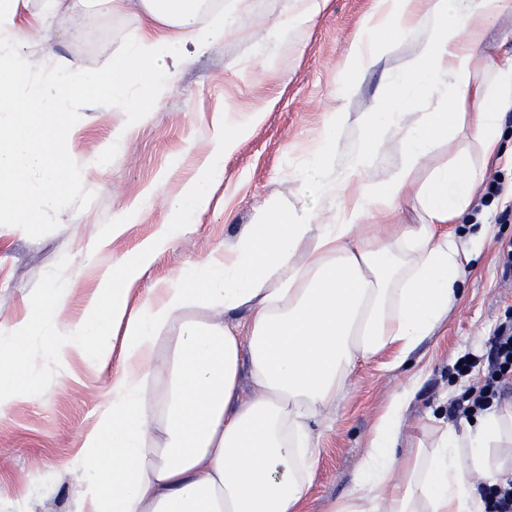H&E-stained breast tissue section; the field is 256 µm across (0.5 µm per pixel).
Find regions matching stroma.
Here are the masks:
<instances>
[{
	"label": "stroma",
	"mask_w": 512,
	"mask_h": 512,
	"mask_svg": "<svg viewBox=\"0 0 512 512\" xmlns=\"http://www.w3.org/2000/svg\"><path fill=\"white\" fill-rule=\"evenodd\" d=\"M371 0H331L315 26L300 34L303 53L280 48L270 61L255 55L267 42L272 22L287 12V0H244L239 27L223 43L199 55L175 78L151 118L136 126L122 148L102 170L90 171L56 205L51 224L0 223V325L27 319L31 300L50 279L70 284L67 318H80L98 285V271L112 262L113 253L131 254L152 237L165 219L160 207L143 209L114 242L112 250L93 252L92 242L104 234L125 206L154 191L176 193L197 172L207 149V132L214 113L237 116L266 108L265 121L243 141L224 164V181L214 193L213 206L198 223L160 252L138 297L150 295L158 283L203 260L215 248L232 243L270 194L294 205L314 207L320 222L329 221L341 198L302 196L293 172L309 154L328 113L345 110L352 120L336 149L333 176H340L361 130L355 119L376 111L392 89L387 76L419 55L429 32H390V47L375 65L362 72L351 94H344L341 64L349 53L358 25ZM136 33L130 19L101 22L96 39L68 41L49 33L38 56L61 55L79 65H92L112 53L121 37ZM483 57L502 63L512 60V9L490 25L480 47ZM122 112L86 113L77 148L86 157L97 155L114 128L125 122ZM486 182L499 183L498 195L479 190L465 223L448 231L467 237L473 225H490L484 247L468 265L460 298L448 324L425 340L399 368L378 357L362 364L348 395L331 415L332 427L304 512H325L328 503L343 501L360 462L365 438L388 394L417 377L415 395L404 426L436 419L449 422L448 403L465 387L480 385L482 367L458 375L457 362L467 354L483 356L495 327L512 315V272H505L503 248L512 242V219H505L512 194V164L500 161L486 172ZM43 395L17 396L0 411V512H75L72 480L58 474L69 465L80 437L96 418L105 375L81 357L68 365L38 369Z\"/></svg>",
	"instance_id": "obj_1"
}]
</instances>
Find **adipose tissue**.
I'll return each mask as SVG.
<instances>
[{"instance_id": "obj_1", "label": "adipose tissue", "mask_w": 512, "mask_h": 512, "mask_svg": "<svg viewBox=\"0 0 512 512\" xmlns=\"http://www.w3.org/2000/svg\"><path fill=\"white\" fill-rule=\"evenodd\" d=\"M330 0H290L270 28L273 47L293 44ZM507 0H372L342 71L353 77L386 49L388 31L432 21L424 52L406 65L396 96L363 115V136L338 181L325 174L348 115L329 113L296 179L300 191L338 195L336 220L270 197L233 243L161 283L140 305L133 288L156 255L211 206L224 161L263 122L264 110L214 117L211 148L174 195H146L115 218L93 248L107 250L146 207L166 213L131 255H113L84 315L65 318L69 285L41 288L31 320L0 326V407L40 397L36 363L80 355L97 372L119 363L82 434L68 471L77 512H302L315 479L329 416L356 366L391 353L402 365L448 321L456 285L488 225L469 243L442 232L467 216L487 165L499 153L502 116L512 112V64L483 62L484 33ZM136 20L139 34L101 64L65 57L45 65L34 48L53 24L86 39L91 24ZM237 23L223 0H0V214L50 224L57 195L100 167L169 90L191 53L223 43ZM444 87L451 112H427L401 128V112L430 87ZM130 113L97 159L76 149L83 109ZM464 147L425 182L417 171L455 122ZM400 128V159L387 177L370 174L381 137ZM420 213L403 224L405 199ZM206 317H196V310ZM408 381L370 429L347 499L327 512H485L474 475L496 483L498 449L512 446V409L491 405L462 426L437 428L408 454L401 421L415 392Z\"/></svg>"}]
</instances>
